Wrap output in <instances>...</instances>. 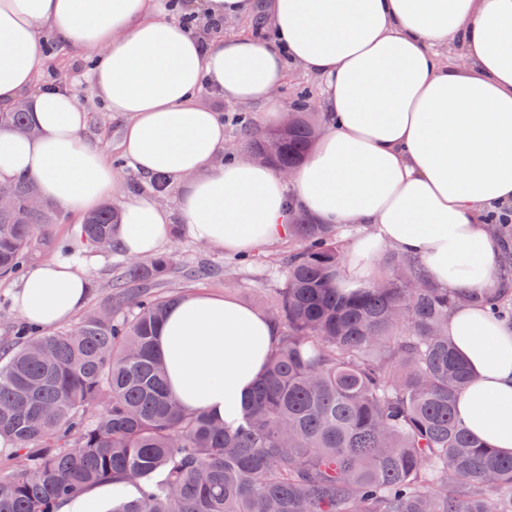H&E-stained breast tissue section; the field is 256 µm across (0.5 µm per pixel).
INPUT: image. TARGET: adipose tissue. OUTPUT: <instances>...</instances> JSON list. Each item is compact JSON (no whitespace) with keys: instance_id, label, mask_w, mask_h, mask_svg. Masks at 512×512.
I'll list each match as a JSON object with an SVG mask.
<instances>
[{"instance_id":"obj_1","label":"adipose tissue","mask_w":512,"mask_h":512,"mask_svg":"<svg viewBox=\"0 0 512 512\" xmlns=\"http://www.w3.org/2000/svg\"><path fill=\"white\" fill-rule=\"evenodd\" d=\"M216 22L263 13L236 35L197 38L163 0H0V111L27 101L35 137L0 130V186L25 176L44 201L82 217L123 177L84 136L86 111L62 85L40 87L45 33L91 57V81L126 125L119 149L136 172L165 174L175 210L158 198L120 205V246L153 254L179 220L196 241L230 254L287 238L294 213L359 231L342 278L365 284L388 247L415 260L431 287L465 294L446 331L474 380L457 415L474 436L512 454V328L468 294L494 287L500 246L486 214L512 204V0H182ZM457 48L466 68L443 63ZM321 78L326 127L290 177L224 152V119L203 88L280 119L290 66ZM88 284L50 259L14 294L21 316L49 329L72 320ZM278 328L232 297L174 300L159 332L171 393L235 423Z\"/></svg>"}]
</instances>
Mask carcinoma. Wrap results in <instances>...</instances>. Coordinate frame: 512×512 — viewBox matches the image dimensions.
I'll return each mask as SVG.
<instances>
[{
    "label": "carcinoma",
    "instance_id": "carcinoma-1",
    "mask_svg": "<svg viewBox=\"0 0 512 512\" xmlns=\"http://www.w3.org/2000/svg\"><path fill=\"white\" fill-rule=\"evenodd\" d=\"M247 140L243 153L298 166L323 126L304 111ZM0 127L32 134L26 106ZM0 277L23 271L60 214L20 179L0 187ZM117 209L89 214L64 251L118 250ZM270 314L280 343L232 426L181 408L166 387L156 340L171 299L154 281L200 277L171 253L117 268L112 303L55 331L19 323L0 338V512H60L112 485V512H512V456L471 436L457 396L472 376L444 334L459 296L429 287L394 252L354 292L338 288L345 230L299 212ZM499 286L472 299L498 321L512 313L500 240Z\"/></svg>",
    "mask_w": 512,
    "mask_h": 512
}]
</instances>
